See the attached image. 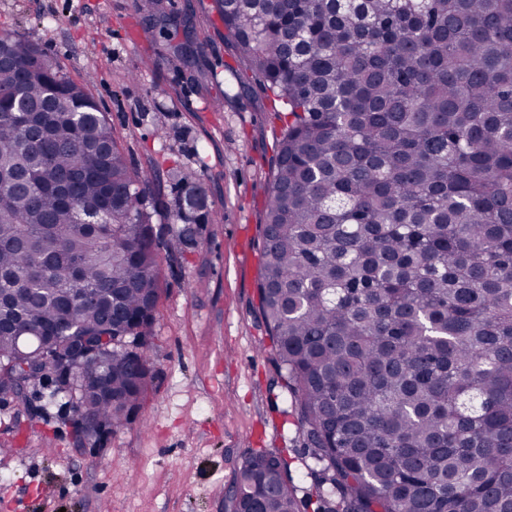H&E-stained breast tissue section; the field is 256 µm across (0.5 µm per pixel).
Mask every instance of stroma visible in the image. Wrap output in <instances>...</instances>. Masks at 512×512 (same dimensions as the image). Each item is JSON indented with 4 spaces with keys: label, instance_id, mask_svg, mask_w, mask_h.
I'll return each mask as SVG.
<instances>
[{
    "label": "stroma",
    "instance_id": "stroma-1",
    "mask_svg": "<svg viewBox=\"0 0 512 512\" xmlns=\"http://www.w3.org/2000/svg\"><path fill=\"white\" fill-rule=\"evenodd\" d=\"M213 3L167 0L171 29L199 48L185 62L137 0H0V31L59 59L105 112L131 167L158 172L151 197L172 198L171 167L201 172L212 213L194 244L169 241L154 380L136 423L94 445L64 423V403L37 420L24 402L0 403V512H227L237 473L257 452L281 454L304 512H321L320 467L277 382L259 313L261 226L281 123L257 86L232 87L230 72L243 63Z\"/></svg>",
    "mask_w": 512,
    "mask_h": 512
}]
</instances>
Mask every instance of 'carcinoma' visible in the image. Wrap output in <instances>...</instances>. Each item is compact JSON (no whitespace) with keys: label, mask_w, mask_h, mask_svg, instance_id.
I'll return each mask as SVG.
<instances>
[{"label":"carcinoma","mask_w":512,"mask_h":512,"mask_svg":"<svg viewBox=\"0 0 512 512\" xmlns=\"http://www.w3.org/2000/svg\"><path fill=\"white\" fill-rule=\"evenodd\" d=\"M166 20L163 0H139ZM283 126L260 314L341 512H512V0H215ZM0 393L85 336L48 397L88 428L151 387L161 251L209 219L201 176L147 206L85 85L0 32ZM162 217L159 224L154 218ZM178 224L180 228L173 229ZM286 460L243 462L233 512H301Z\"/></svg>","instance_id":"obj_1"}]
</instances>
